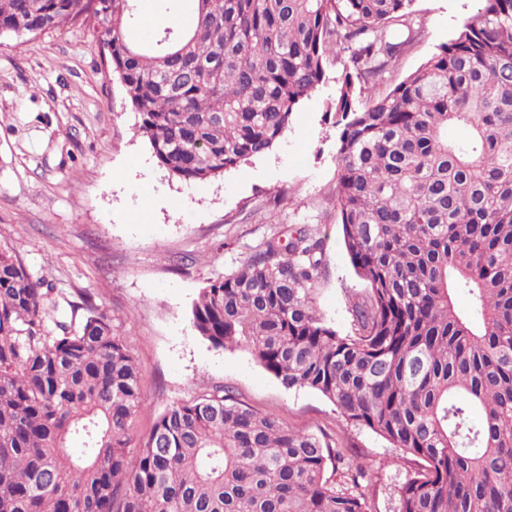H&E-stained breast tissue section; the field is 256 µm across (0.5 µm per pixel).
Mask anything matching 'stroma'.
Segmentation results:
<instances>
[{
    "instance_id": "35a3bbf8",
    "label": "stroma",
    "mask_w": 512,
    "mask_h": 512,
    "mask_svg": "<svg viewBox=\"0 0 512 512\" xmlns=\"http://www.w3.org/2000/svg\"><path fill=\"white\" fill-rule=\"evenodd\" d=\"M478 0H414L423 33L382 75L390 91L473 16ZM342 53L327 81L292 116L266 154L222 177L189 185L160 168L92 28L66 24L0 38V249L15 252L50 287L59 312L91 303L111 320L142 374L145 403L131 431L139 447L169 405L219 388L289 426L324 434L358 458L371 512H394L412 466L370 431L346 426L308 388L285 389L247 349H214L192 324L209 281L235 271L271 239L309 225L322 242L314 306L339 334L365 282L336 221V140L326 110L349 67ZM147 222L132 221L142 197Z\"/></svg>"
}]
</instances>
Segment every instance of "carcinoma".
Wrapping results in <instances>:
<instances>
[{"mask_svg":"<svg viewBox=\"0 0 512 512\" xmlns=\"http://www.w3.org/2000/svg\"><path fill=\"white\" fill-rule=\"evenodd\" d=\"M184 2L143 42L137 0H0V29L100 30L136 133L188 184L270 151L350 52L330 109L338 223L367 285L354 334L312 304L306 227L202 288L193 325L420 462L396 512H512V0H479L385 95L376 81L420 33L412 0ZM46 296L0 251V512H368L362 464L228 393L168 406L129 455L138 364L105 313L87 306L75 330Z\"/></svg>","mask_w":512,"mask_h":512,"instance_id":"carcinoma-1","label":"carcinoma"}]
</instances>
